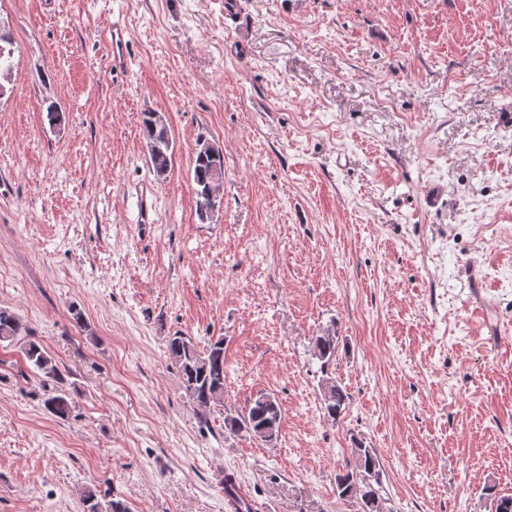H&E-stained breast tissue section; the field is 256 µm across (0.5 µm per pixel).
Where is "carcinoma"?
<instances>
[{"mask_svg": "<svg viewBox=\"0 0 512 512\" xmlns=\"http://www.w3.org/2000/svg\"><path fill=\"white\" fill-rule=\"evenodd\" d=\"M141 133L150 148V162L157 177L166 176L170 170L172 147L168 125L157 112L143 113ZM193 182L195 184V213L202 224L213 221L217 212L208 208L212 191L224 182V156L222 149L209 143L198 144L193 159ZM20 346L28 367L57 383L43 401L45 408L61 420L69 417L71 404L66 390L60 387L61 372L55 360L44 347L30 339L20 319L10 310L0 308V343ZM338 337L322 334L314 337V348L321 362L320 372L326 376L328 387L323 390L325 415L337 420L348 407L349 397L336 380L328 376V368L336 358ZM167 355L177 369L186 396L201 409L224 402V339L212 342L209 349L200 352L189 336L175 335L167 343ZM281 409L276 398L260 394L251 399L243 413L224 418V427L230 431L235 427L258 428L268 424L272 432L279 431ZM336 491L342 499H354L358 512H386L380 482V461L376 451L360 443L352 449V458L345 473L336 478ZM86 512H130L127 503L112 500L100 494L94 487L83 491Z\"/></svg>", "mask_w": 512, "mask_h": 512, "instance_id": "obj_1", "label": "carcinoma"}]
</instances>
